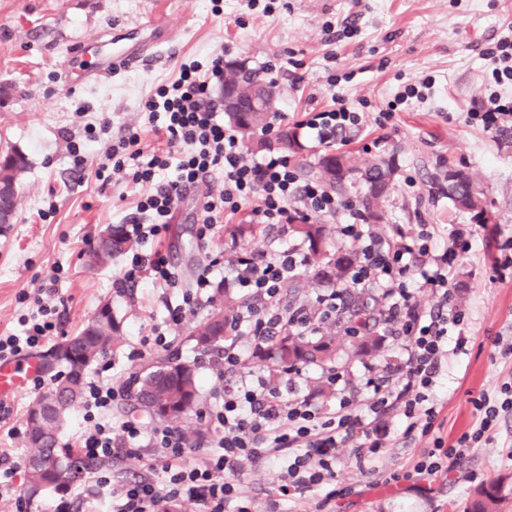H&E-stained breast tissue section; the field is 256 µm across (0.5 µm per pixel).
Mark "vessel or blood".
<instances>
[{
    "label": "vessel or blood",
    "mask_w": 512,
    "mask_h": 512,
    "mask_svg": "<svg viewBox=\"0 0 512 512\" xmlns=\"http://www.w3.org/2000/svg\"><path fill=\"white\" fill-rule=\"evenodd\" d=\"M145 28L149 32L148 39L118 47L105 48L103 42L96 39L79 45L63 65L67 83L80 85L91 77L123 71L156 57L169 43V33L152 18L146 21ZM41 374L42 366L35 358L0 360V401L10 400L23 392Z\"/></svg>",
    "instance_id": "obj_1"
}]
</instances>
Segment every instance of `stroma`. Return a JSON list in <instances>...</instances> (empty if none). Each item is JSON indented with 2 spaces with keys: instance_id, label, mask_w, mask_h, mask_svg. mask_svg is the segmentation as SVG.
Returning a JSON list of instances; mask_svg holds the SVG:
<instances>
[{
  "instance_id": "1",
  "label": "stroma",
  "mask_w": 512,
  "mask_h": 512,
  "mask_svg": "<svg viewBox=\"0 0 512 512\" xmlns=\"http://www.w3.org/2000/svg\"><path fill=\"white\" fill-rule=\"evenodd\" d=\"M151 15L173 33L165 59L66 86L62 65L77 43L101 32L125 33ZM510 35L512 0H276L269 14L249 9L246 0H222L217 7L211 0H0V153L17 148L29 158L14 220L0 226V336L19 333L20 319L36 315L34 299L49 287L60 336L80 330L105 303L121 323L123 344L100 355L88 379L119 384L163 356V349L141 346L166 315L162 289L117 292L114 282L130 254L107 266L86 257L103 228L123 223L140 189L102 184L91 164L75 169L68 143L86 142L87 124L106 117L109 138L133 130L143 150L151 151L158 139L147 99L158 84L175 78L181 61L220 53L275 82L277 109L289 122L333 108L339 96L363 112V126L346 152L384 159L394 168L378 231L431 224L438 249L455 231L470 236L472 249L455 262L451 279L467 344L448 358L433 435L454 443L479 425L472 398L482 392L496 397L502 385H512V354L503 355L496 344L498 337L512 338V267L495 266L501 245L512 238V132L466 120L490 95L512 100V82L496 83L495 64L483 54L491 39ZM422 82L423 98L378 123L397 91ZM451 169L470 177L493 223L473 224L467 214L449 213L446 198L432 197V187ZM52 205L55 216L41 219ZM157 246L179 268L183 288H193L198 270L209 263L214 281L231 273L222 259L223 236L198 246L192 199L179 204ZM206 316L202 310L187 317L171 334L175 355L197 362L199 390L212 406L241 377H215L208 363L199 362L189 334ZM38 396L30 388L0 403V512H53L57 503H78L97 488L90 473L63 489L28 495L29 448L21 430ZM490 434L467 456L445 460V473L432 478L414 474L413 466L433 437L413 436L378 463L344 449L336 464L342 496L324 505L310 497L300 508L469 512L478 490L494 482L502 489L500 512H512V410L500 412ZM383 469L398 472L399 480L384 481Z\"/></svg>"
}]
</instances>
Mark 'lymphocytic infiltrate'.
Listing matches in <instances>:
<instances>
[{
  "instance_id": "obj_1",
  "label": "lymphocytic infiltrate",
  "mask_w": 512,
  "mask_h": 512,
  "mask_svg": "<svg viewBox=\"0 0 512 512\" xmlns=\"http://www.w3.org/2000/svg\"><path fill=\"white\" fill-rule=\"evenodd\" d=\"M223 80V55L181 63L176 78L159 85L146 104L163 145L144 153L138 135L129 133L109 146L100 173L113 185L144 188L127 218L136 238L145 243L167 233L178 204L192 189L198 192L194 222L203 243L217 224L235 217L266 227L348 213L349 223L340 228L342 245L353 249L357 260L345 273V288L377 291L383 327L400 346L402 357L381 368L366 365L360 391L350 388L348 372L329 370L326 381L336 395L332 406L312 393H282L263 379L225 388L223 404L201 414L215 434L205 456L193 466L183 462L189 448L178 429L129 420L110 423L106 415L122 387L87 382L85 417L94 429L83 436L78 455L96 460L121 448L137 457L146 448L153 460L152 476L121 484L109 496L103 490L110 488L112 478L99 475L102 493L89 501V512H177L187 499L201 504L204 512H253L254 498L243 475L249 464L259 461L273 464V482L283 501L294 503L310 494L328 502L339 494L336 463L343 448L353 447L357 456L379 462L400 440L418 431L432 436L433 447L419 457L414 470L432 476L442 470L441 457L469 454L499 414L483 393L473 401L481 414L478 430L449 446L432 435L448 356L462 352L467 343L466 337L454 333L459 313L450 280L452 260L470 250V241L439 251L432 245L433 232L424 226L407 231L398 225L391 236H380L370 230L355 201L336 197L321 183L301 180L281 149L248 157L235 129L218 118L224 106L214 87ZM361 124L360 113L340 98L333 109L306 113L298 126L319 143L334 144L346 142ZM217 172L223 174V184L201 191V184ZM232 265L235 275L225 280V287L247 290L250 298L233 316L224 347L214 356L217 375L247 370L256 349L283 331L318 333L342 303L344 288L320 295L315 313L284 303L285 288L308 265L299 245L270 253L239 249ZM131 282L175 289L180 273L168 254L136 252L117 285ZM420 290L436 297L429 311L418 309L415 294ZM41 313L42 321L24 335L0 337V359L20 356L52 336L53 310L45 306Z\"/></svg>"
}]
</instances>
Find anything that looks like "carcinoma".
<instances>
[{"label":"carcinoma","instance_id":"1","mask_svg":"<svg viewBox=\"0 0 512 512\" xmlns=\"http://www.w3.org/2000/svg\"><path fill=\"white\" fill-rule=\"evenodd\" d=\"M236 76L248 87L275 92L272 83L262 81L255 72L243 66L236 71ZM269 116L268 112H248L244 115L233 112L228 122L235 126L238 121H245L242 134L250 136L267 126ZM336 165L344 170L343 174L331 175V163L324 155L319 159L314 173L327 186L340 192L345 190L350 174H361V179L369 185L364 204L366 212L371 214L382 208L390 185L388 174L392 172L391 167H383L375 161L362 170L356 166L355 157L348 153L337 156ZM448 199L456 211L477 215L483 212L481 197L474 192L468 179L452 184ZM290 232L307 249L314 275H319L322 262L332 266L336 278L344 275L345 268L351 263L352 253L333 247L324 225L292 224ZM134 245L135 241L125 225L109 226L101 234L97 246L90 251L89 262L106 264ZM365 295V291L357 288L346 291L344 306L336 313L332 326L319 336L288 334L271 340L267 350L261 354L270 381L277 382L283 373L302 364L335 363L339 350L336 335L342 332L354 354L379 350L383 338L379 327L378 302L365 299ZM237 308L238 302L230 293L222 288L216 289L213 312L192 329L190 340L203 352L222 348L226 323ZM120 340L121 322L114 317L109 304L105 303L87 326L49 351L47 368L52 370L62 366L66 372L56 380L55 387L38 398L27 412V437L34 443L27 460L30 495L35 496L48 488L59 490L87 469L85 461L60 447L59 434L67 422L68 413L82 398L87 368L99 355L118 345ZM134 400L138 407L161 422L182 421L195 412L201 402L196 367L174 358L157 362L136 379ZM501 498L499 486L491 483L481 489L473 512H496Z\"/></svg>","mask_w":512,"mask_h":512}]
</instances>
